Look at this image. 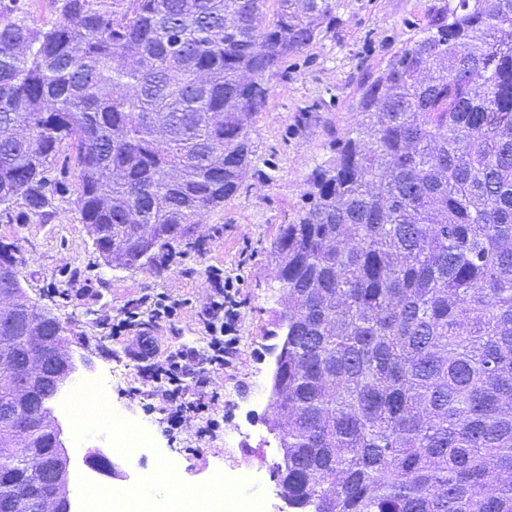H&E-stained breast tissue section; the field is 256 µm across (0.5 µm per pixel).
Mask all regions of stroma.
I'll return each mask as SVG.
<instances>
[{"label": "stroma", "mask_w": 512, "mask_h": 512, "mask_svg": "<svg viewBox=\"0 0 512 512\" xmlns=\"http://www.w3.org/2000/svg\"><path fill=\"white\" fill-rule=\"evenodd\" d=\"M432 0H346L335 26L319 43L289 57L251 133L257 169L237 197L206 213L190 239L177 244L168 268L106 265L82 224L75 200L74 150L62 146L48 177L57 184L49 216L25 206L0 208V243L19 250L17 277L30 301L50 311L71 341L77 370L73 381L111 378L112 409L151 435L141 461L113 457L110 474H96L99 485L137 488L156 462L171 458L185 486L204 489L225 472L251 471L259 477L264 512H280L272 466L280 458L270 445L267 425L276 417L271 402L274 359L267 347L279 309L272 242L279 225L290 223L303 206L306 179L331 156L338 137L358 119L361 83L381 71L393 54L425 24ZM238 278L241 318L238 343L220 382L198 374L188 381L187 398L204 401L214 387L222 399L212 416L217 428L198 437L199 418L169 430L153 408L130 341L111 335L110 321L132 302L167 293L185 299L179 317L158 327L169 348L202 347V315L211 293V266ZM60 439L70 468L89 457L110 455V440L98 432L76 439L65 417H58Z\"/></svg>", "instance_id": "stroma-1"}]
</instances>
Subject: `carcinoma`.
I'll return each instance as SVG.
<instances>
[{"mask_svg": "<svg viewBox=\"0 0 512 512\" xmlns=\"http://www.w3.org/2000/svg\"><path fill=\"white\" fill-rule=\"evenodd\" d=\"M0 0V206L44 213L59 148L120 266H158L255 167L268 80L344 0ZM370 82L360 119L272 243L288 318L273 474L297 512H512V0H437ZM43 337L56 319L0 314ZM0 456L28 512L36 409Z\"/></svg>", "mask_w": 512, "mask_h": 512, "instance_id": "carcinoma-1", "label": "carcinoma"}]
</instances>
